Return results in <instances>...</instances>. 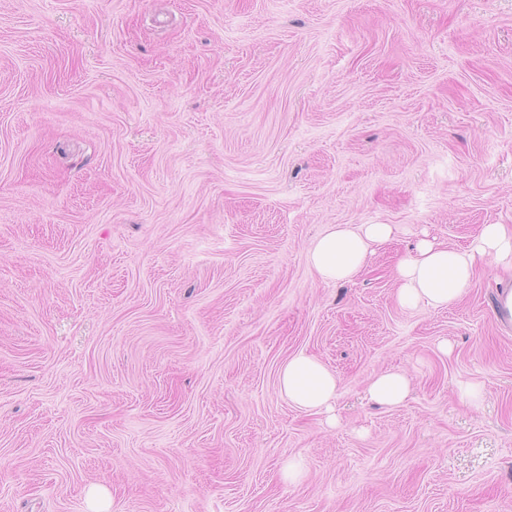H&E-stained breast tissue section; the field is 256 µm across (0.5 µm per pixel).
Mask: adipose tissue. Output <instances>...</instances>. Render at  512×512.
I'll return each instance as SVG.
<instances>
[{"instance_id":"ef3b65f1","label":"adipose tissue","mask_w":512,"mask_h":512,"mask_svg":"<svg viewBox=\"0 0 512 512\" xmlns=\"http://www.w3.org/2000/svg\"><path fill=\"white\" fill-rule=\"evenodd\" d=\"M388 224H336L316 239L308 262L327 282L354 279L374 249L389 243ZM495 262L512 276V227L484 225L469 247L451 248L427 237L396 264L397 301L401 307L442 308L461 298L477 271ZM335 376L319 361L299 354L289 358L278 373V389L298 408L331 411L337 395Z\"/></svg>"}]
</instances>
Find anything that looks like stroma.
<instances>
[{"instance_id":"1","label":"stroma","mask_w":512,"mask_h":512,"mask_svg":"<svg viewBox=\"0 0 512 512\" xmlns=\"http://www.w3.org/2000/svg\"><path fill=\"white\" fill-rule=\"evenodd\" d=\"M333 224L395 235L336 285ZM486 224L512 0H0V512H512L499 269L395 298L421 235ZM300 353L338 424L281 396ZM386 370L401 405L364 397Z\"/></svg>"}]
</instances>
